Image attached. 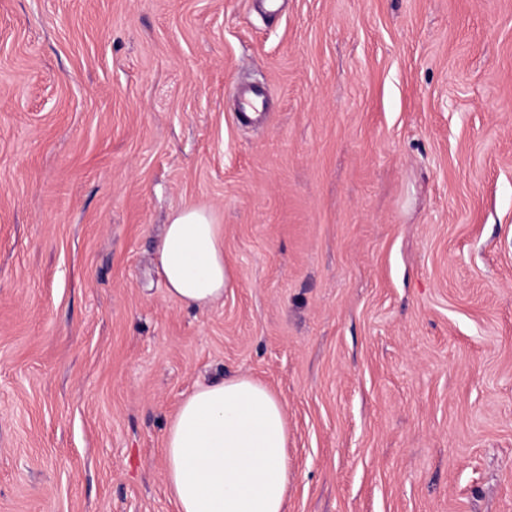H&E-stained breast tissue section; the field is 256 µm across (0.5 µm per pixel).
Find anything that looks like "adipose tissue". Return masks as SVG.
I'll return each mask as SVG.
<instances>
[{"label": "adipose tissue", "instance_id": "1", "mask_svg": "<svg viewBox=\"0 0 512 512\" xmlns=\"http://www.w3.org/2000/svg\"><path fill=\"white\" fill-rule=\"evenodd\" d=\"M168 296L207 309L234 287L224 227L208 208L170 216L157 248ZM288 421L283 398L246 376L197 386L164 438L165 477L176 512H287Z\"/></svg>", "mask_w": 512, "mask_h": 512}]
</instances>
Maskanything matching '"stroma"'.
I'll use <instances>...</instances> for the list:
<instances>
[{
    "label": "stroma",
    "mask_w": 512,
    "mask_h": 512,
    "mask_svg": "<svg viewBox=\"0 0 512 512\" xmlns=\"http://www.w3.org/2000/svg\"><path fill=\"white\" fill-rule=\"evenodd\" d=\"M229 375L286 402L288 512H512V0H0V512H175ZM157 259L167 295L188 307L211 308L236 283L234 269L224 261V226L206 207L172 212Z\"/></svg>",
    "instance_id": "obj_1"
}]
</instances>
